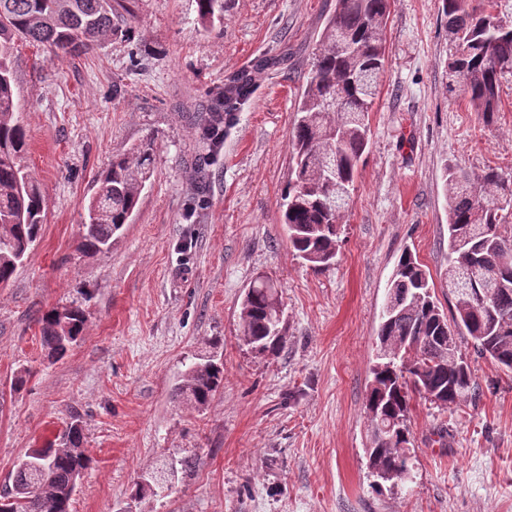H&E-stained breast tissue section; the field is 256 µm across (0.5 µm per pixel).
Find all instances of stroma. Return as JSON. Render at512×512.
I'll return each instance as SVG.
<instances>
[{
  "label": "stroma",
  "instance_id": "35a3bbf8",
  "mask_svg": "<svg viewBox=\"0 0 512 512\" xmlns=\"http://www.w3.org/2000/svg\"><path fill=\"white\" fill-rule=\"evenodd\" d=\"M117 36L61 57L21 44L13 62L24 164L45 199L38 242L0 288V489L17 460L78 412L92 459L74 512H512V372L469 353L476 400H414L411 482L375 490L365 400L388 284L403 249L451 311L445 172L512 173V81L485 123L448 94L442 0H390L382 86L334 264L296 257L282 222L290 132L336 0H224L203 27L196 0H123ZM274 58L203 161L199 126L226 78ZM154 140L133 221L105 253L79 251L84 205L116 154ZM277 282L287 343L275 356L240 338L242 296ZM79 302L83 337L62 359L36 319ZM218 355L224 388L202 411L172 389ZM26 384L13 388L19 371ZM193 451L160 500L132 503L138 473Z\"/></svg>",
  "mask_w": 512,
  "mask_h": 512
}]
</instances>
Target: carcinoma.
I'll return each instance as SVG.
<instances>
[{
	"label": "carcinoma",
	"instance_id": "obj_1",
	"mask_svg": "<svg viewBox=\"0 0 512 512\" xmlns=\"http://www.w3.org/2000/svg\"><path fill=\"white\" fill-rule=\"evenodd\" d=\"M207 27L224 16V0H197ZM127 7L112 0H0V288L12 281L36 242L44 219L39 187L25 171L27 135L19 119L12 57L16 43L43 45L70 54L118 31L113 16ZM389 0H336L304 81L299 118L290 136L292 174L283 190V223L290 247L313 268L333 263L345 209L336 191L351 189L368 145V117L385 61ZM452 53L448 92L466 99L490 121L501 84L512 78V24L469 10L468 0H443ZM267 59L227 79L212 99L200 130L211 157L224 143L234 112L251 97ZM149 142L112 158L99 179V197L84 206L80 247L100 253L132 220L152 175ZM448 191V286L452 316L433 300L428 275L409 250L400 255L377 330V358L366 397L365 448L372 487L412 481L407 426L419 397L442 408L472 401L478 385L462 344L496 366L512 371V177L494 168L473 178L451 170ZM278 284L257 278L240 304V337L258 355H275L285 343ZM40 342L58 360L85 330L79 305L53 307L38 317ZM224 388V364L188 366L174 387V400L197 411ZM91 459L84 450L80 416L69 417L55 441L30 449L16 465L11 486L0 491V512H72L71 504ZM141 475L130 498H161V485L177 477L172 468Z\"/></svg>",
	"mask_w": 512,
	"mask_h": 512
}]
</instances>
